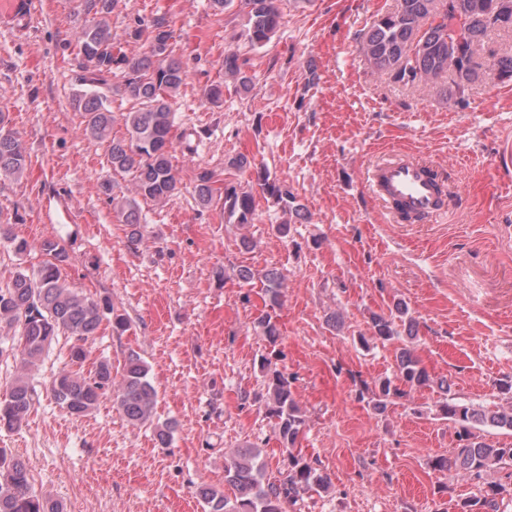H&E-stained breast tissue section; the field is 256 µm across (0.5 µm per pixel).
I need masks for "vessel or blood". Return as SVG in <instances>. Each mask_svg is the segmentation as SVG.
<instances>
[{
    "label": "vessel or blood",
    "mask_w": 512,
    "mask_h": 512,
    "mask_svg": "<svg viewBox=\"0 0 512 512\" xmlns=\"http://www.w3.org/2000/svg\"><path fill=\"white\" fill-rule=\"evenodd\" d=\"M34 15L33 0H0V25L15 27ZM441 172L414 155L399 154L374 166L368 183L386 212L401 208L413 217L432 220L445 214L449 199Z\"/></svg>",
    "instance_id": "1"
}]
</instances>
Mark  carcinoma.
Instances as JSON below:
<instances>
[{
  "mask_svg": "<svg viewBox=\"0 0 512 512\" xmlns=\"http://www.w3.org/2000/svg\"><path fill=\"white\" fill-rule=\"evenodd\" d=\"M119 0H81L85 20L76 36L83 57L82 77L85 89L76 99L83 112L82 132L106 145L112 170L133 177L135 193L155 204H166L178 193V181L172 165L173 113L170 100L184 85L187 74L173 55V29L164 17L149 24L135 20L128 30L134 40L146 38L148 51L136 61L116 56L112 51L110 16ZM277 0H211L215 13L222 14L237 4L246 17L245 37L254 48L264 47L280 27L282 16ZM512 30V0H399L396 11L377 17L360 41L361 52L373 70L405 85L423 79L453 75L448 95L464 90L484 77V61L479 49L494 31ZM121 71L123 93L132 101L127 112L115 115L106 105L100 89L108 85L114 71ZM492 70L501 81L512 82V54L494 59ZM224 75L248 89L251 77L242 70L238 54L224 56ZM122 121L126 136L112 135V127ZM6 115L0 112V175L16 180L25 175L29 155L23 143L5 130ZM266 199L283 213H298L295 196L288 187L266 172H258ZM196 195L203 207L222 201L227 216L238 224H250L255 213L252 194L235 185L214 187V172L204 169L197 177ZM113 210L121 223L138 235L140 224L137 197L115 198L105 186ZM40 250L52 257L38 269L16 271L6 286H0V329L14 331L11 348L0 347V357L8 351L19 362V374L5 397L0 398V430H16L26 421L35 403V388L29 373L38 368L53 341L64 333L72 342L69 358L73 368L59 372L51 382L54 399L76 417L94 410L100 399L113 394L118 409L133 426L151 421L157 390L149 377V367L137 354L127 358L122 371L112 372V364L102 361L94 373L86 376L75 370L86 356L85 346L95 336L103 317L112 316V327L124 332L127 319L115 313L110 303L99 305L67 287L60 266L68 254L54 239H45ZM265 295L278 303L284 276L276 269L264 274ZM257 327L269 343H275L278 328L269 314L258 319ZM371 336L359 335L361 345L385 343L399 337L392 319L374 316ZM395 378L379 380L372 390L371 402L382 411L387 402L401 395L398 383L410 388L424 387L432 379L408 348L397 356ZM261 372L266 391L267 414L275 421L282 448L288 454V476L281 482L266 478V462L260 449L251 445L238 448L224 460V482L234 489V498L208 484L196 489L205 512H284V504L302 491L326 492L327 478L313 467L296 443L306 419L293 397L291 383L277 364L262 359ZM506 404L494 410L461 405L450 400L439 405L440 415L458 426L459 452L453 461L456 474L463 479L512 466V445L489 441L473 432L476 426L507 428L512 431V386L507 388ZM504 489L491 484L481 499L464 500L458 512H480L492 506ZM0 512H64L61 503L37 492L27 463L0 448Z\"/></svg>",
  "mask_w": 512,
  "mask_h": 512,
  "instance_id": "1",
  "label": "carcinoma"
}]
</instances>
